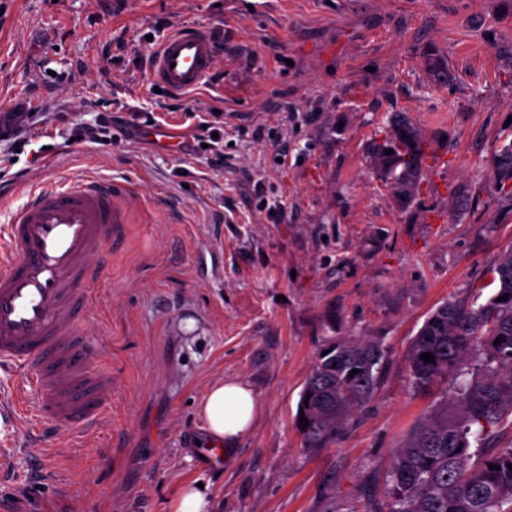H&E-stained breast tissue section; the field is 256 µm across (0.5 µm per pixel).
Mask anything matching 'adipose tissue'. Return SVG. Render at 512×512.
<instances>
[{
    "instance_id": "ef3b65f1",
    "label": "adipose tissue",
    "mask_w": 512,
    "mask_h": 512,
    "mask_svg": "<svg viewBox=\"0 0 512 512\" xmlns=\"http://www.w3.org/2000/svg\"><path fill=\"white\" fill-rule=\"evenodd\" d=\"M208 439L231 454L249 432L259 413V401L251 388L237 380L213 383L198 405Z\"/></svg>"
}]
</instances>
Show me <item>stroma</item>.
Instances as JSON below:
<instances>
[{"mask_svg": "<svg viewBox=\"0 0 512 512\" xmlns=\"http://www.w3.org/2000/svg\"><path fill=\"white\" fill-rule=\"evenodd\" d=\"M188 25L222 47L184 95L223 114L206 146L149 80L162 40ZM432 52L447 83L428 74ZM13 111L0 227L20 181L129 182L136 218L90 311L112 413L45 451L0 427L19 450L0 512H167L194 481L211 512H366L365 477L453 391L412 386L410 341L443 302L471 303L512 248L494 172L512 142V0H0V113ZM109 112L155 117L179 150L117 124L75 140ZM394 112L441 144L405 210L368 158ZM329 336L380 341L387 359L335 442L308 448L297 404ZM222 378L247 383L261 412L215 462L196 403Z\"/></svg>", "mask_w": 512, "mask_h": 512, "instance_id": "35a3bbf8", "label": "stroma"}]
</instances>
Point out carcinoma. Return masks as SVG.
Listing matches in <instances>:
<instances>
[{
	"instance_id": "1",
	"label": "carcinoma",
	"mask_w": 512,
	"mask_h": 512,
	"mask_svg": "<svg viewBox=\"0 0 512 512\" xmlns=\"http://www.w3.org/2000/svg\"><path fill=\"white\" fill-rule=\"evenodd\" d=\"M427 67L434 82L448 81V64L437 55L428 56ZM435 142L406 113L395 112L383 141L373 146L371 169L399 207L408 208L418 195L425 147ZM494 164L503 190L512 180V142L502 145ZM491 273L495 288L490 295L475 293L469 306H439L410 343L409 374L418 388L461 373L469 355L475 356L476 367L455 388L451 403L412 426L388 470L368 476L364 496L372 498L379 485L383 492L373 512H512V470L507 467L512 441L491 451L473 447L495 430L512 427V250L496 260ZM504 294L507 299L498 300ZM423 353L432 354L434 362L421 360ZM385 357L383 344L372 339L325 340L298 402L309 421L301 431L309 447L333 443L353 408L374 398Z\"/></svg>"
}]
</instances>
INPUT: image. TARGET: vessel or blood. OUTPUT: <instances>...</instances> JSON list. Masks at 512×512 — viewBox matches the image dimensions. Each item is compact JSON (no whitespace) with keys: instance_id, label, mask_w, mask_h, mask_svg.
Instances as JSON below:
<instances>
[{"instance_id":"1","label":"vessel or blood","mask_w":512,"mask_h":512,"mask_svg":"<svg viewBox=\"0 0 512 512\" xmlns=\"http://www.w3.org/2000/svg\"><path fill=\"white\" fill-rule=\"evenodd\" d=\"M219 46L208 28L168 35L149 78L179 94L211 72ZM119 183L31 189L0 232V370L16 374L10 406L57 435L97 427L112 407V369L90 336L89 309L102 286L99 260L124 241L134 213Z\"/></svg>"}]
</instances>
